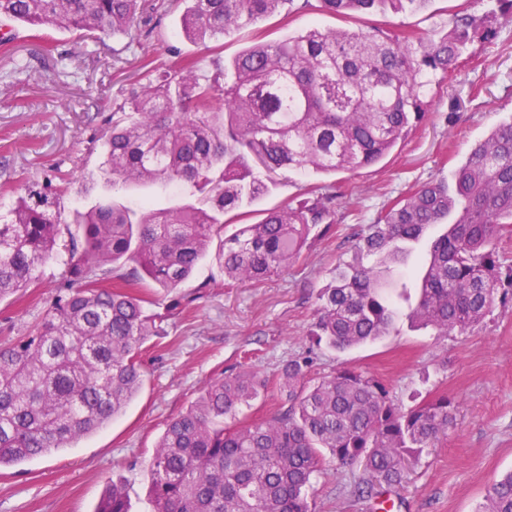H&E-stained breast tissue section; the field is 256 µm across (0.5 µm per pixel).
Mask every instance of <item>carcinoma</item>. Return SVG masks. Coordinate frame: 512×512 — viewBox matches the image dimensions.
<instances>
[{
    "label": "carcinoma",
    "mask_w": 512,
    "mask_h": 512,
    "mask_svg": "<svg viewBox=\"0 0 512 512\" xmlns=\"http://www.w3.org/2000/svg\"><path fill=\"white\" fill-rule=\"evenodd\" d=\"M185 36L205 46L235 28L309 0H183ZM323 11L421 9L428 0H319ZM143 0H0V17L32 30L132 34ZM431 38L375 26L305 28L259 42L224 65V83L179 60L147 83L130 84L105 132L103 179L159 183L198 202L135 212L101 201L61 224L62 189L48 180L0 222V300L38 283L63 234L69 279L28 334L0 342V469L45 456L88 436L117 415L143 383V346L164 334V317L135 292L147 277L170 293L210 255L237 283L268 279L298 258L312 232L336 223V186L315 188L257 224L224 235V213L251 203L269 185L260 172L286 168L352 173L380 163L425 116L438 77H446L476 41L498 28L487 15L459 11ZM419 297L403 311L407 284L383 285L430 228ZM512 227V119L469 151L448 180L426 183L390 203L354 235V256L336 264L319 295L311 341L345 350L386 336L401 316L439 336L478 328L504 292L497 243ZM287 405L267 419L240 422L263 398L268 379L243 371L208 383L172 418L152 457L151 512H317L311 479L325 459L361 463L362 498L404 485L407 458L448 435L456 414L448 398L405 409L377 377L342 368L311 378L296 357L279 373ZM95 512H129L125 485L112 481ZM475 512H512V472L489 483Z\"/></svg>",
    "instance_id": "carcinoma-1"
}]
</instances>
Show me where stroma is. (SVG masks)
I'll use <instances>...</instances> for the list:
<instances>
[{
    "label": "stroma",
    "mask_w": 512,
    "mask_h": 512,
    "mask_svg": "<svg viewBox=\"0 0 512 512\" xmlns=\"http://www.w3.org/2000/svg\"><path fill=\"white\" fill-rule=\"evenodd\" d=\"M478 0H429L420 11L367 13L340 18L317 9L272 15L231 31L211 51L181 33L182 0L164 12H145L140 37H105L55 29L33 33L0 19L12 34L0 51V215L7 214L29 180L65 175L63 217L109 198L138 208H159L179 198L158 184L115 185L100 174L99 136L124 102L127 89L176 58L196 63L200 74L223 81L224 64L257 41L279 40L309 26L366 29L380 25L418 34L442 33L448 17ZM512 118V20L497 38L474 43L451 77L436 87L422 123L380 163L342 174H273L267 193L244 211L225 214V233L261 221L304 191L334 185L338 221L308 240L286 271L260 284H232L215 258H206L178 290L191 305L164 323L165 335L141 352L144 384L125 412L93 435L58 453L0 469V512H93L111 480L123 481L130 512H150V461L167 422L185 410L210 381L252 368L277 379L282 364L305 352L319 295L338 261L350 260L351 236L381 211L419 186L449 177L469 150ZM67 253L44 268L40 284L0 301V339L26 334L44 316L67 277ZM348 366L383 379L402 405L412 392L448 397L456 425L436 447L411 464L393 493L394 512H473L486 486L512 470V299L496 303L481 326L465 335L438 336L399 321L375 343L338 352L320 347L314 378ZM360 464L324 461L312 494L320 512H378L359 497Z\"/></svg>",
    "instance_id": "stroma-1"
}]
</instances>
